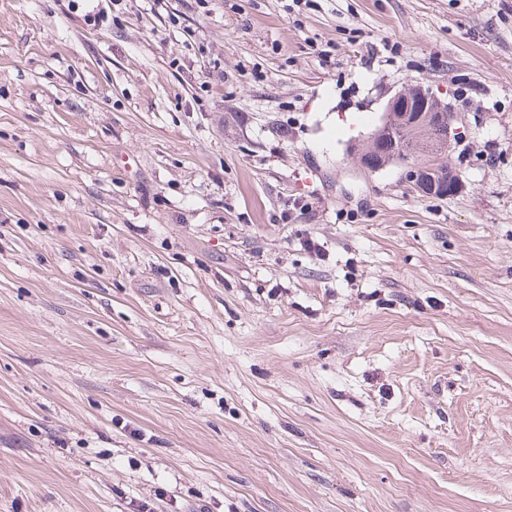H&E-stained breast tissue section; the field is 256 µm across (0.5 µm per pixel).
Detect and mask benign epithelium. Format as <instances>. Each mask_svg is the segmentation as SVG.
<instances>
[{
	"label": "benign epithelium",
	"instance_id": "obj_1",
	"mask_svg": "<svg viewBox=\"0 0 512 512\" xmlns=\"http://www.w3.org/2000/svg\"><path fill=\"white\" fill-rule=\"evenodd\" d=\"M456 120L457 113L449 111L445 99L429 88L410 84L389 99L380 125L367 140L353 146L352 154L363 167L380 171L402 162L397 140L409 137L406 130L424 132L435 127L451 144L455 141ZM440 157V152L430 150L422 161L406 164V180L424 197L446 196V186H451L454 192L461 186L458 174L453 171L448 173L447 181L440 180Z\"/></svg>",
	"mask_w": 512,
	"mask_h": 512
}]
</instances>
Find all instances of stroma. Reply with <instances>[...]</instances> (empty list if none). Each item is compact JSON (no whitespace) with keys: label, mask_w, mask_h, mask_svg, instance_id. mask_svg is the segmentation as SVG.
<instances>
[{"label":"stroma","mask_w":512,"mask_h":512,"mask_svg":"<svg viewBox=\"0 0 512 512\" xmlns=\"http://www.w3.org/2000/svg\"><path fill=\"white\" fill-rule=\"evenodd\" d=\"M144 502L512 512V0H0V512ZM448 102L422 85H407L388 101L380 125L362 143L353 146L352 154L370 171H380L394 163L406 165L405 177L424 197L448 196L446 185L453 193L461 186L459 176L447 166V182H441L438 159L441 152L429 150L421 162L405 163L397 144L415 132H424L433 127L440 130L448 140V146L456 141L454 122L457 112H449ZM406 129H412L406 133ZM401 139V140H400ZM379 150L383 152L376 157ZM382 155V157H381ZM444 168L443 172L446 171Z\"/></svg>","instance_id":"35a3bbf8"}]
</instances>
